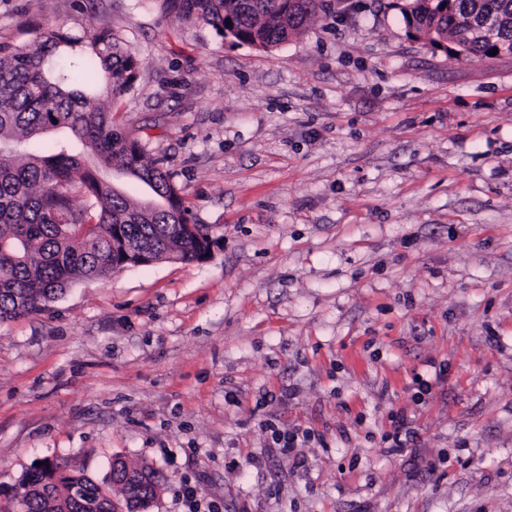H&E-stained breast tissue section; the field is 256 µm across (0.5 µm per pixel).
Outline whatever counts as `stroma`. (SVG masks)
I'll return each mask as SVG.
<instances>
[{
    "instance_id": "1",
    "label": "stroma",
    "mask_w": 512,
    "mask_h": 512,
    "mask_svg": "<svg viewBox=\"0 0 512 512\" xmlns=\"http://www.w3.org/2000/svg\"><path fill=\"white\" fill-rule=\"evenodd\" d=\"M330 3L266 52L157 0H0V42L132 48L126 127L216 241L0 321V512L36 462L116 455L163 475L147 512H512V57Z\"/></svg>"
}]
</instances>
